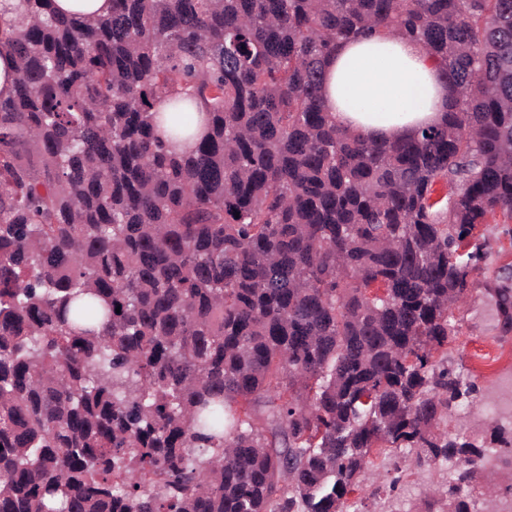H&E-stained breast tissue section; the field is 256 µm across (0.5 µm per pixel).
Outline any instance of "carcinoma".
Wrapping results in <instances>:
<instances>
[{"label": "carcinoma", "mask_w": 512, "mask_h": 512, "mask_svg": "<svg viewBox=\"0 0 512 512\" xmlns=\"http://www.w3.org/2000/svg\"><path fill=\"white\" fill-rule=\"evenodd\" d=\"M50 2L0 20V512H348L390 448L501 512L512 422L499 480L434 353L476 230L512 234V0ZM374 34L439 66L440 124L331 120L325 60ZM484 284L507 336L512 267ZM57 11L85 16H101L112 9V0H53Z\"/></svg>", "instance_id": "carcinoma-1"}]
</instances>
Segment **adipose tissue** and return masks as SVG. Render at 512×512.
Instances as JSON below:
<instances>
[{
	"label": "adipose tissue",
	"instance_id": "ef3b65f1",
	"mask_svg": "<svg viewBox=\"0 0 512 512\" xmlns=\"http://www.w3.org/2000/svg\"><path fill=\"white\" fill-rule=\"evenodd\" d=\"M325 78L331 119L374 139L400 141L440 123L449 98L424 48L400 38L339 45L326 62Z\"/></svg>",
	"mask_w": 512,
	"mask_h": 512
}]
</instances>
